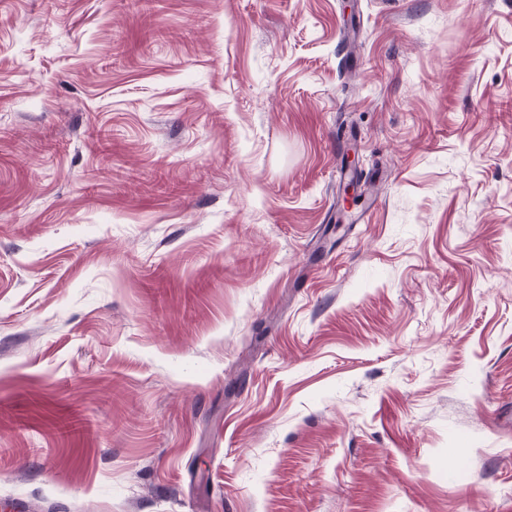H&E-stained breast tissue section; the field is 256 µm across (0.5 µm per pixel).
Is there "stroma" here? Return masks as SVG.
<instances>
[{"label":"stroma","instance_id":"obj_1","mask_svg":"<svg viewBox=\"0 0 512 512\" xmlns=\"http://www.w3.org/2000/svg\"><path fill=\"white\" fill-rule=\"evenodd\" d=\"M0 512H512V0H0Z\"/></svg>","mask_w":512,"mask_h":512}]
</instances>
